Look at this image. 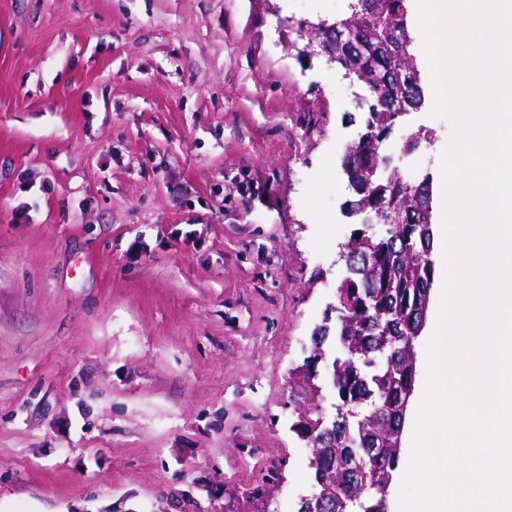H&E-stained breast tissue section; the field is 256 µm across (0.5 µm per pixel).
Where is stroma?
Returning a JSON list of instances; mask_svg holds the SVG:
<instances>
[{"instance_id": "1", "label": "stroma", "mask_w": 512, "mask_h": 512, "mask_svg": "<svg viewBox=\"0 0 512 512\" xmlns=\"http://www.w3.org/2000/svg\"><path fill=\"white\" fill-rule=\"evenodd\" d=\"M345 10L0 0V512L310 494L293 374L348 274L366 114L309 28ZM449 134L413 112L385 147L435 176Z\"/></svg>"}]
</instances>
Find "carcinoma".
<instances>
[{
    "mask_svg": "<svg viewBox=\"0 0 512 512\" xmlns=\"http://www.w3.org/2000/svg\"><path fill=\"white\" fill-rule=\"evenodd\" d=\"M350 14L314 27L321 53L360 85L357 104L366 110L365 133L346 147L342 167L353 199L347 208L383 234L358 231L345 243L349 275L337 286V302L314 333V354L297 373L311 408L298 432L312 448V493L297 512H387L376 486L393 480L400 455L396 432L405 389L415 381L417 307L426 300L435 268L424 261L433 248L432 176L409 180L383 153L399 119L425 105L420 72L413 63L409 0H350ZM433 138L418 127L403 141L411 155ZM333 340L342 356L329 367L336 415L318 409L322 396L312 364Z\"/></svg>",
    "mask_w": 512,
    "mask_h": 512,
    "instance_id": "1",
    "label": "carcinoma"
}]
</instances>
